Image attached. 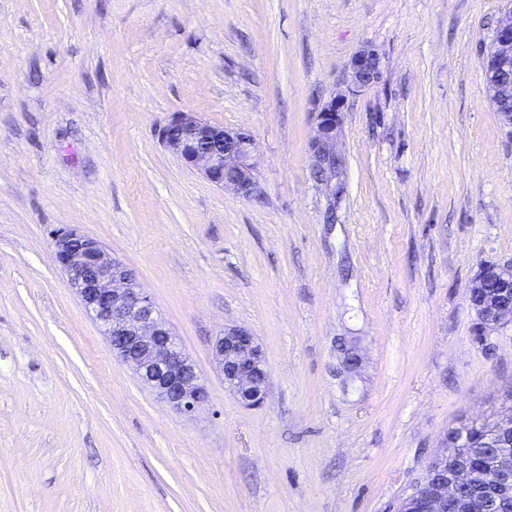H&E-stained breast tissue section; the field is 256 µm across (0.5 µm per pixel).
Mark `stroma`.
<instances>
[{
	"label": "stroma",
	"mask_w": 512,
	"mask_h": 512,
	"mask_svg": "<svg viewBox=\"0 0 512 512\" xmlns=\"http://www.w3.org/2000/svg\"><path fill=\"white\" fill-rule=\"evenodd\" d=\"M512 0H0V512H395L449 429L512 407V127L484 52ZM335 223L309 174L363 46ZM249 131L258 197L161 143L172 113ZM74 226L132 268L203 376L181 414L113 355L55 265ZM248 329L264 402L211 354ZM357 347L359 367H343ZM382 75V62L378 53L369 48L356 52L348 63V92L355 94L378 82ZM469 298L481 336L512 323V263H484L473 279Z\"/></svg>",
	"instance_id": "obj_1"
}]
</instances>
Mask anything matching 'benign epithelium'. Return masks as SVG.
<instances>
[{
    "label": "benign epithelium",
    "instance_id": "benign-epithelium-1",
    "mask_svg": "<svg viewBox=\"0 0 512 512\" xmlns=\"http://www.w3.org/2000/svg\"><path fill=\"white\" fill-rule=\"evenodd\" d=\"M486 62L485 78L492 79L490 95L511 98L508 72L512 71V10L499 23ZM381 75L378 53L369 47L359 50L348 63V92H360L378 82ZM346 103L343 94H332L322 103L309 142L310 175L329 197L330 215L335 213L344 190L340 176L345 158L338 142ZM159 137L167 150L214 185L248 199L259 195L258 157L251 134L212 125L194 112H176L159 130ZM52 248L55 262L112 354L129 365L172 410L189 414L204 405L208 392L202 375L153 299L141 288L135 272L98 239L74 227L56 231ZM469 298L480 335L488 336L490 331L511 324L512 263L482 264ZM211 350L224 387L244 405L263 403L270 374L264 352L252 333L238 327L226 329L214 338ZM511 468L512 462L506 459L482 474L483 483L504 502L512 500ZM474 476L469 467L462 466L452 478L445 474L434 482L419 480L395 512H415L417 502L423 505L422 512H447L450 505L465 512L471 504L460 498L459 490Z\"/></svg>",
    "mask_w": 512,
    "mask_h": 512
}]
</instances>
